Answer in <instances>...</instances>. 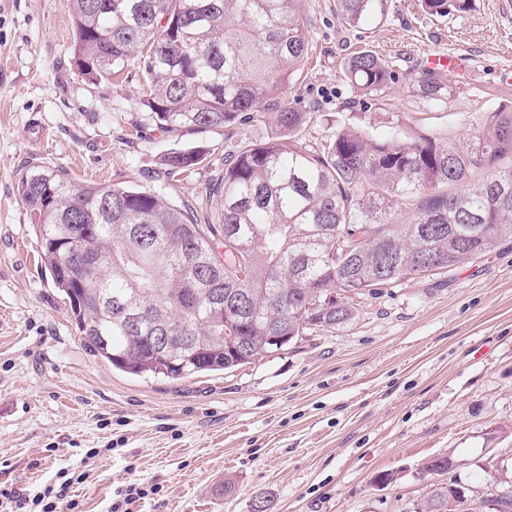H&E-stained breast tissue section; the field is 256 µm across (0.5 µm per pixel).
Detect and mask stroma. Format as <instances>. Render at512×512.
Instances as JSON below:
<instances>
[{"label":"stroma","mask_w":512,"mask_h":512,"mask_svg":"<svg viewBox=\"0 0 512 512\" xmlns=\"http://www.w3.org/2000/svg\"><path fill=\"white\" fill-rule=\"evenodd\" d=\"M305 11L309 56L287 99L312 115L306 143L348 124L463 140L512 104V0H473L445 18L388 0L382 19L356 27L338 20L336 0H305ZM73 41L64 0H0V487L34 495L82 472L71 488L81 512H110L130 483L148 494L129 512H252L259 493L268 512H412L427 493L419 464L448 453L471 507L487 493L485 466L512 484V238L365 293L345 326L229 371L145 380L84 345L40 263L19 173L34 163L78 185L136 186L170 149L200 146L192 176L165 196L202 224L225 155L272 129L163 132L148 119L142 67L89 79ZM365 48L399 70L381 102H359L341 75ZM437 53L467 56L471 69L447 110L424 112L408 79Z\"/></svg>","instance_id":"obj_1"}]
</instances>
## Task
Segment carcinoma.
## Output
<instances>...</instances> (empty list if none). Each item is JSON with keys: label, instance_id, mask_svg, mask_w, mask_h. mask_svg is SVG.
<instances>
[{"label": "carcinoma", "instance_id": "carcinoma-1", "mask_svg": "<svg viewBox=\"0 0 512 512\" xmlns=\"http://www.w3.org/2000/svg\"><path fill=\"white\" fill-rule=\"evenodd\" d=\"M472 0H420L447 17ZM73 60L91 78L136 61L147 76L151 119L167 133L229 128L265 119L273 134L224 157L210 189L218 223L196 224L151 186L74 184L60 169L33 167L16 190L29 209L44 269L68 300L80 338L116 369L180 380L260 361L307 331L350 322L355 297L407 278L457 267L512 237V106L483 116L462 142L343 127L317 148L299 144L311 121L286 102L309 48L304 0H65ZM387 0H337L357 26ZM343 78L362 99H382L393 62L363 50ZM428 111L448 108L456 87L431 71L408 83ZM204 150L181 146L156 176L182 181ZM484 173L477 184L474 175ZM419 199L412 221L394 220L393 198ZM87 256L73 270V246ZM130 302L148 319L127 325ZM173 339L164 356L153 336ZM452 455L418 468L428 483L413 512H459ZM487 512H512V488L489 485Z\"/></svg>", "mask_w": 512, "mask_h": 512}]
</instances>
